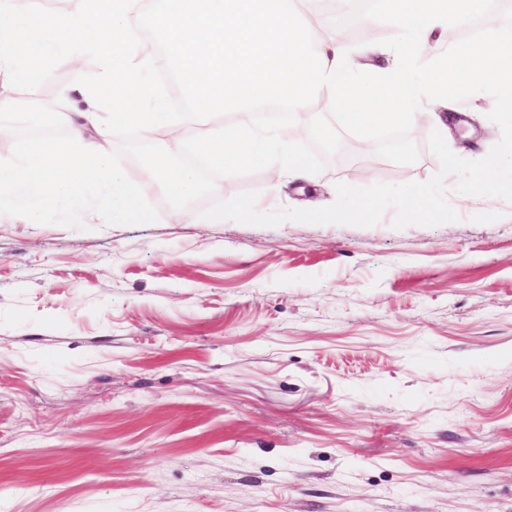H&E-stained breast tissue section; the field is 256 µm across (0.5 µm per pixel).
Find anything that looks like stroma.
I'll return each mask as SVG.
<instances>
[{"label": "stroma", "instance_id": "35a3bbf8", "mask_svg": "<svg viewBox=\"0 0 512 512\" xmlns=\"http://www.w3.org/2000/svg\"><path fill=\"white\" fill-rule=\"evenodd\" d=\"M493 105L454 103L455 154ZM423 107L416 163L350 134L267 212L430 179ZM270 177L182 223L150 191L152 224L0 223V512H512V202L451 175L455 223H201Z\"/></svg>", "mask_w": 512, "mask_h": 512}]
</instances>
